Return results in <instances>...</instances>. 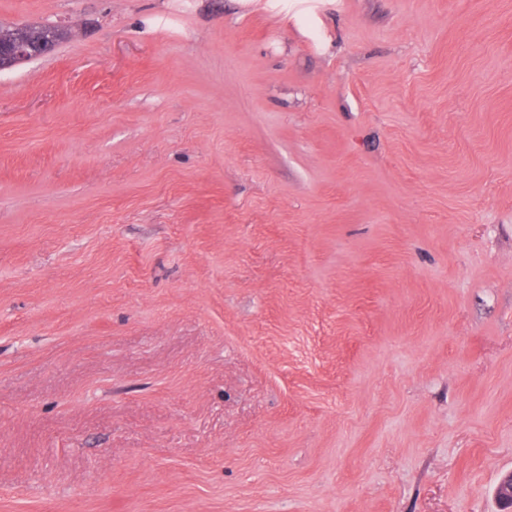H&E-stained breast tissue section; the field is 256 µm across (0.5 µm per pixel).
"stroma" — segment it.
Instances as JSON below:
<instances>
[{
  "label": "stroma",
  "mask_w": 512,
  "mask_h": 512,
  "mask_svg": "<svg viewBox=\"0 0 512 512\" xmlns=\"http://www.w3.org/2000/svg\"><path fill=\"white\" fill-rule=\"evenodd\" d=\"M0 512H498L512 0H0ZM13 36L0 39V71L42 57L58 45L59 31L45 27L44 32L32 33L34 24L24 23L8 26Z\"/></svg>",
  "instance_id": "stroma-1"
}]
</instances>
